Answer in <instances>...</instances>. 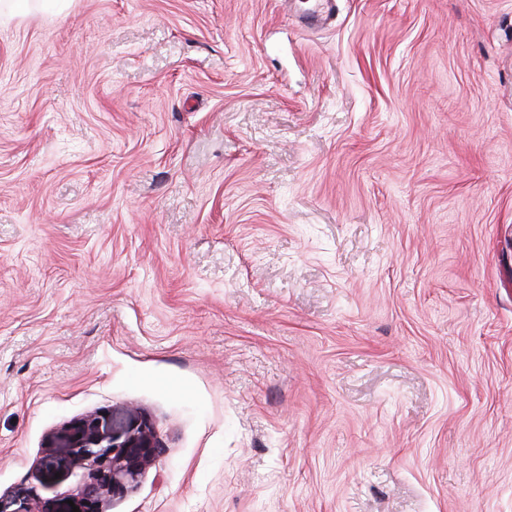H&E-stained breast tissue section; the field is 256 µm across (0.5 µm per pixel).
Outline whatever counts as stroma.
I'll return each instance as SVG.
<instances>
[{"label": "stroma", "mask_w": 512, "mask_h": 512, "mask_svg": "<svg viewBox=\"0 0 512 512\" xmlns=\"http://www.w3.org/2000/svg\"><path fill=\"white\" fill-rule=\"evenodd\" d=\"M68 0L0 19V493L512 512V0ZM47 448H68L77 464L87 470V477L72 494L80 512H100L104 498L133 486L161 452L146 420L136 416L117 420L112 415H90L72 423L53 433Z\"/></svg>", "instance_id": "1"}]
</instances>
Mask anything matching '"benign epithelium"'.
Wrapping results in <instances>:
<instances>
[{
  "label": "benign epithelium",
  "mask_w": 512,
  "mask_h": 512,
  "mask_svg": "<svg viewBox=\"0 0 512 512\" xmlns=\"http://www.w3.org/2000/svg\"><path fill=\"white\" fill-rule=\"evenodd\" d=\"M50 448H66L87 477L72 494L80 512H100L104 498L120 495L133 486L142 471L160 454L153 427L130 416L90 415L52 434ZM0 512H30L25 497L16 493L0 497Z\"/></svg>",
  "instance_id": "1"
}]
</instances>
